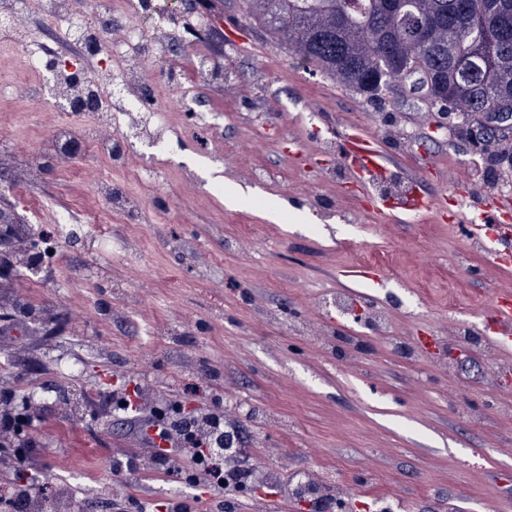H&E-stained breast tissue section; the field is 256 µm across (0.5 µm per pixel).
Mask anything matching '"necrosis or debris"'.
<instances>
[{"mask_svg": "<svg viewBox=\"0 0 512 512\" xmlns=\"http://www.w3.org/2000/svg\"><path fill=\"white\" fill-rule=\"evenodd\" d=\"M92 5L93 17L86 21L76 0H0V20L20 38H29L23 21L36 13L73 46L76 57L110 61L102 77L80 68L58 70L54 98L74 120L49 130L40 155L24 170L27 181L40 180L47 163L71 164L80 150L120 169L133 158L137 142L163 149L175 133L158 101L143 100L142 73L156 53V33L176 13L179 0H92Z\"/></svg>", "mask_w": 512, "mask_h": 512, "instance_id": "1", "label": "necrosis or debris"}]
</instances>
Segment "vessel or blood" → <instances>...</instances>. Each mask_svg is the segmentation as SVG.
Returning <instances> with one entry per match:
<instances>
[{"label": "vessel or blood", "mask_w": 512, "mask_h": 512, "mask_svg": "<svg viewBox=\"0 0 512 512\" xmlns=\"http://www.w3.org/2000/svg\"><path fill=\"white\" fill-rule=\"evenodd\" d=\"M341 157L360 189L372 195L376 212L393 217L436 210L438 199L422 193L417 186H409L405 193L393 198L375 194L374 186L388 172L390 163L378 147L376 139L364 128H354L343 141ZM512 209V198L499 197L494 213H483V222L475 226L472 236L483 242L488 259L496 265L512 263V225L501 221L502 212ZM492 342L496 347L512 346V299L500 297L490 307Z\"/></svg>", "instance_id": "b4317fda"}]
</instances>
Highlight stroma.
<instances>
[{
	"label": "stroma",
	"instance_id": "1",
	"mask_svg": "<svg viewBox=\"0 0 512 512\" xmlns=\"http://www.w3.org/2000/svg\"><path fill=\"white\" fill-rule=\"evenodd\" d=\"M247 10L223 0L207 38L164 46L143 72L172 116L186 111L193 57L213 58L222 81L193 95L215 113L218 153L188 137L165 154L141 144L111 172L86 154L25 189L12 167L45 133L34 84L0 113L20 129L0 140V196L27 234L60 240L37 274L0 275V394L19 408L36 394L39 419L25 466L0 464V480L65 486L72 512H132L133 499L146 512H209L212 492L185 472L125 469L164 401L238 423L250 477L225 493L232 512H512V351L488 345L483 318L512 293V271L489 265L468 232L512 169L456 123L439 128L437 107L408 85L371 100L309 74ZM350 125L444 210L399 221L371 210L341 163ZM184 165L194 186L179 179ZM105 174L141 200L137 223L103 205L94 223L59 230L32 217L28 200L71 203ZM350 267L381 278L358 288L384 307L383 334H353L319 305ZM66 361L75 374L61 373ZM124 395L142 404L139 421L115 409Z\"/></svg>",
	"mask_w": 512,
	"mask_h": 512
}]
</instances>
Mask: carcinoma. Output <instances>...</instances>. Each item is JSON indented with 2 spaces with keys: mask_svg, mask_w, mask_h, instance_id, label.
Returning <instances> with one entry per match:
<instances>
[{
  "mask_svg": "<svg viewBox=\"0 0 512 512\" xmlns=\"http://www.w3.org/2000/svg\"><path fill=\"white\" fill-rule=\"evenodd\" d=\"M250 17L313 71L376 97L418 77L463 123L512 101V0H247Z\"/></svg>",
  "mask_w": 512,
  "mask_h": 512,
  "instance_id": "cac0c4a2",
  "label": "carcinoma"
}]
</instances>
